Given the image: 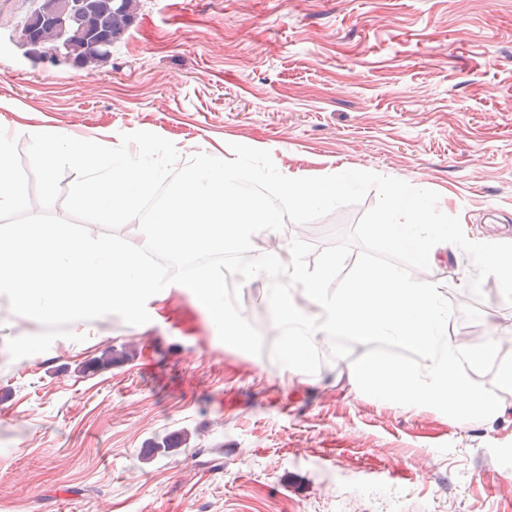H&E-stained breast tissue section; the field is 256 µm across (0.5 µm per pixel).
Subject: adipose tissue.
Listing matches in <instances>:
<instances>
[{
    "instance_id": "obj_1",
    "label": "adipose tissue",
    "mask_w": 512,
    "mask_h": 512,
    "mask_svg": "<svg viewBox=\"0 0 512 512\" xmlns=\"http://www.w3.org/2000/svg\"><path fill=\"white\" fill-rule=\"evenodd\" d=\"M381 197L380 243L385 250L407 255L417 270L437 264L448 247L463 242L462 228L436 221L427 195L403 180L383 181Z\"/></svg>"
}]
</instances>
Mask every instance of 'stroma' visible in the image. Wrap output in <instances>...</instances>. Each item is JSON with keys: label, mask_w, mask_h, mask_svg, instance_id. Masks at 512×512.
I'll list each match as a JSON object with an SVG mask.
<instances>
[{"label": "stroma", "mask_w": 512, "mask_h": 512, "mask_svg": "<svg viewBox=\"0 0 512 512\" xmlns=\"http://www.w3.org/2000/svg\"><path fill=\"white\" fill-rule=\"evenodd\" d=\"M32 0H0V98L10 125H51L117 146L150 131L270 151L305 177L366 170L438 198L436 214L512 249V0H142L97 69L20 46ZM376 201L277 242L322 250ZM474 344L512 354V295L473 252L427 268ZM243 315L277 336L265 286L239 276ZM0 300V512H512V392L495 421H455L336 386L351 358L288 380L222 343L172 290L150 322L112 316L84 341L11 359L42 332ZM128 355L82 373L109 349ZM174 430L187 438L153 452Z\"/></svg>", "instance_id": "35a3bbf8"}]
</instances>
